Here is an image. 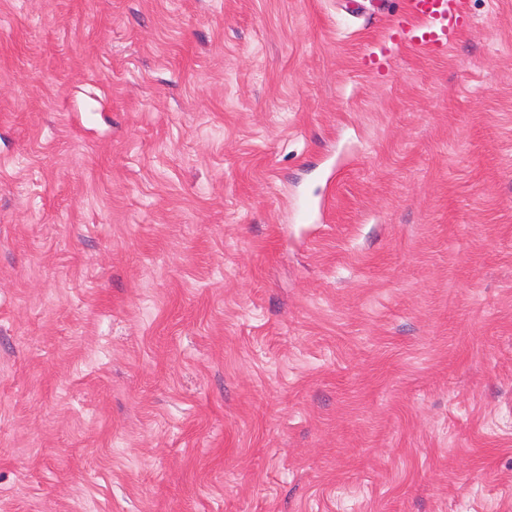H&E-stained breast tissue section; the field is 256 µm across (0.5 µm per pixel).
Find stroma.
<instances>
[{"mask_svg":"<svg viewBox=\"0 0 512 512\" xmlns=\"http://www.w3.org/2000/svg\"><path fill=\"white\" fill-rule=\"evenodd\" d=\"M0 0V512H512V0ZM460 0H410L412 13L422 21L416 44L425 47L446 46L455 32L461 15Z\"/></svg>","mask_w":512,"mask_h":512,"instance_id":"obj_1","label":"stroma"}]
</instances>
